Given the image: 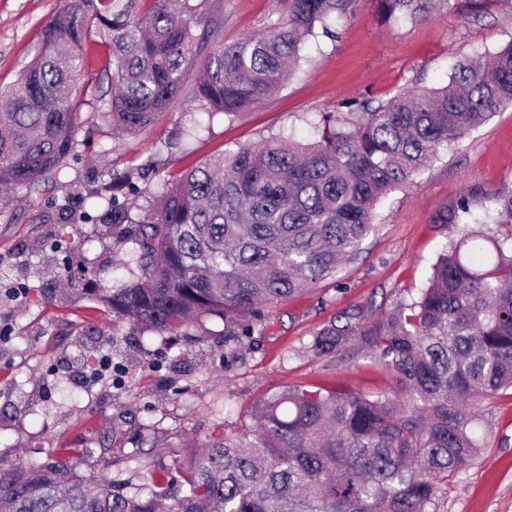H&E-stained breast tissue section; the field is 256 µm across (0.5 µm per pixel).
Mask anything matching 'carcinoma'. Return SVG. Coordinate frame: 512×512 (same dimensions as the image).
Segmentation results:
<instances>
[{
	"mask_svg": "<svg viewBox=\"0 0 512 512\" xmlns=\"http://www.w3.org/2000/svg\"><path fill=\"white\" fill-rule=\"evenodd\" d=\"M417 19L443 0H379ZM285 16L236 42L202 33L190 0H64L40 48L0 92V205L63 169L80 121L73 94L86 44L108 49L112 97L100 116L135 135L181 97L236 117L282 88L304 40L354 14L358 0H283ZM512 106V42L459 61L448 84L406 91L342 116L321 137L281 131L210 159L164 185L137 212L119 200L133 174L112 178L106 228L132 244L135 269L96 288L112 329L189 335L224 322V343L267 326L272 305L339 271L376 231L375 209L418 177L439 149ZM465 193L436 222L462 227L410 301L357 305L319 329L318 356L369 358L394 374L390 391L279 387L260 394L250 424L209 438L179 468L182 485L143 476L129 495L51 461L0 466V512H438V492L477 454L478 401L512 391V188ZM493 224L488 234L467 230Z\"/></svg>",
	"mask_w": 512,
	"mask_h": 512,
	"instance_id": "1",
	"label": "carcinoma"
}]
</instances>
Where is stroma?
<instances>
[{"label": "stroma", "mask_w": 512, "mask_h": 512, "mask_svg": "<svg viewBox=\"0 0 512 512\" xmlns=\"http://www.w3.org/2000/svg\"><path fill=\"white\" fill-rule=\"evenodd\" d=\"M201 15H222L231 42L263 31L280 16L276 0H195ZM63 0H0V89L33 58L44 27ZM512 40V0H489L480 16L465 0L411 21L382 16L359 0L338 37H308L300 72L274 96L235 118L208 117L180 98L137 135L116 137L97 112L111 87L101 73L104 48H86L77 109L85 124L60 175L12 192L0 206V463L27 467L71 448L77 474H108L134 493L146 470L175 469L195 442L237 429L251 401L281 386L339 387L370 394L390 376L363 357H318L315 330L353 306L383 307L423 287L455 227L437 214L461 193L512 188V108L442 148L426 170L376 209V232L336 278L274 306L265 335L244 339L227 360L224 323L200 320L190 336L169 339L122 328L92 301L88 281L112 288L130 277L127 243L95 218L113 175L149 157L156 170L129 196L147 206L165 182L243 144L284 131L318 140L322 113L354 101H383L410 89L447 84L456 61ZM74 217L55 220L57 207ZM482 446L439 492L440 512H512V396L478 404Z\"/></svg>", "instance_id": "1"}]
</instances>
